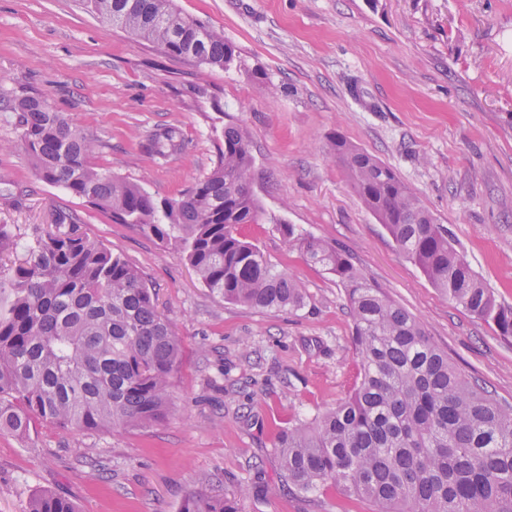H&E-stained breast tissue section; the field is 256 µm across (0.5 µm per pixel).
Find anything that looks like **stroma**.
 Returning <instances> with one entry per match:
<instances>
[{"label":"stroma","mask_w":512,"mask_h":512,"mask_svg":"<svg viewBox=\"0 0 512 512\" xmlns=\"http://www.w3.org/2000/svg\"><path fill=\"white\" fill-rule=\"evenodd\" d=\"M175 5L223 31L237 50L230 68L170 55L102 23L82 0H0V224L26 239L55 212L72 214L154 288L182 349L174 406L160 422L82 433L37 418L28 436L0 432V512H24L41 490L79 512H179L209 479L232 497L253 485L242 512H372L332 487L295 492L280 476L276 430L336 407L360 369L343 285L278 226L337 247L464 376L512 405V337L433 287L331 149L340 137L393 167L512 307V0ZM27 95L46 97L95 140L97 168L157 197L210 172L226 126L246 129L269 220L241 233L302 282L303 306L224 301L170 245L41 182L15 148L10 106ZM164 125L185 146L162 159L145 146Z\"/></svg>","instance_id":"stroma-1"}]
</instances>
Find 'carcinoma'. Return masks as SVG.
Segmentation results:
<instances>
[{"mask_svg": "<svg viewBox=\"0 0 512 512\" xmlns=\"http://www.w3.org/2000/svg\"><path fill=\"white\" fill-rule=\"evenodd\" d=\"M105 23L169 54L226 68L224 32L175 8L173 0H84ZM16 144L39 178L85 199L117 224H132L182 254L205 287L228 302L264 309L304 303L299 279L280 269L239 227L264 211L254 191L251 142L224 129L206 177L157 198L92 165L96 144L44 97L25 96ZM183 145L174 127L156 129L147 149L166 157ZM336 161L400 250L434 287L502 336L512 307L471 270L448 227L386 163L342 138ZM53 230L22 242L0 224V431L27 435L40 417L65 431L143 427L173 406L180 344L155 306L153 289L122 256L79 231L64 212ZM307 262L345 285L360 381L350 397L311 422L280 429L275 452L299 492L333 486L373 512H512V406L465 378L419 320L368 283L329 244L304 238ZM217 485L192 492L180 512H241ZM25 512H78L51 491Z\"/></svg>", "mask_w": 512, "mask_h": 512, "instance_id": "obj_1", "label": "carcinoma"}]
</instances>
